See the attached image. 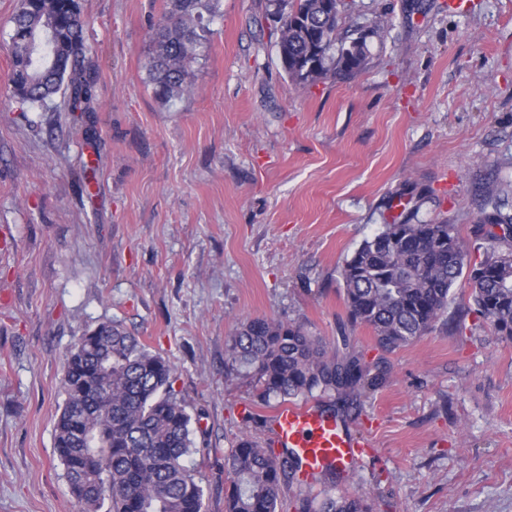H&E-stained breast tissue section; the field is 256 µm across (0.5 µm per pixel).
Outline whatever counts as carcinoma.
I'll use <instances>...</instances> for the list:
<instances>
[{"label": "carcinoma", "mask_w": 512, "mask_h": 512, "mask_svg": "<svg viewBox=\"0 0 512 512\" xmlns=\"http://www.w3.org/2000/svg\"><path fill=\"white\" fill-rule=\"evenodd\" d=\"M221 6V0H165L148 63L157 98L171 102L190 93L191 64ZM346 7L334 0H267L278 58L291 82L345 79L366 68L367 39L380 24L342 36ZM12 25L27 38L24 47L12 44L11 86L19 102L46 108L62 92L69 111H89L94 68L85 55L78 0H19ZM501 225L511 227L512 215L499 205L473 225L478 261L454 224L384 225L341 268L350 321L370 328L381 351L394 352L438 327L463 280L470 301L465 312L511 341L512 237L496 232ZM228 364L249 379L260 405L374 386L357 355L299 323L269 318L240 322ZM175 382L174 366L115 322L99 324L70 350L53 448L81 512H205L204 487L184 464L195 448ZM299 468L296 458L240 437L224 458V512H288L283 488ZM320 512L371 507L365 495L346 493L327 496Z\"/></svg>", "instance_id": "obj_1"}]
</instances>
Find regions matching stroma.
I'll return each instance as SVG.
<instances>
[{
	"label": "stroma",
	"mask_w": 512,
	"mask_h": 512,
	"mask_svg": "<svg viewBox=\"0 0 512 512\" xmlns=\"http://www.w3.org/2000/svg\"><path fill=\"white\" fill-rule=\"evenodd\" d=\"M95 69L73 121L10 96L11 17L0 0V512H80L53 448L68 350L121 324L176 368L207 512H224V457L274 442L278 400L253 404L228 372L240 321L306 325L365 355L376 387L320 395L372 446L336 485L373 512H512V341L457 286L447 319L393 353L348 320L340 270L406 200L413 224L451 223L472 247L482 210L512 214V0H353L350 24L386 21L367 67L297 86L265 0H222L165 103L147 66L165 0H79ZM95 176L84 182L83 168Z\"/></svg>",
	"instance_id": "stroma-1"
}]
</instances>
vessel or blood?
<instances>
[{
    "label": "vessel or blood",
    "mask_w": 512,
    "mask_h": 512,
    "mask_svg": "<svg viewBox=\"0 0 512 512\" xmlns=\"http://www.w3.org/2000/svg\"><path fill=\"white\" fill-rule=\"evenodd\" d=\"M271 424L277 443L293 449L309 475L329 464L356 467L362 449L370 445L367 438L349 434L344 421L310 405L280 406L274 411Z\"/></svg>",
    "instance_id": "1"
}]
</instances>
